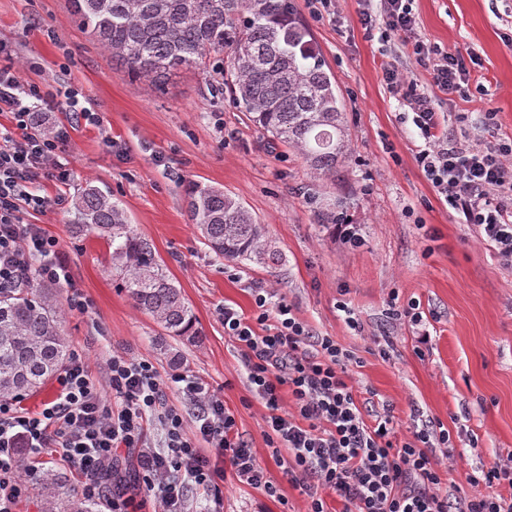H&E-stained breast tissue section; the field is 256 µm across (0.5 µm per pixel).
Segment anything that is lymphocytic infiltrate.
<instances>
[{
	"mask_svg": "<svg viewBox=\"0 0 512 512\" xmlns=\"http://www.w3.org/2000/svg\"><path fill=\"white\" fill-rule=\"evenodd\" d=\"M375 10L362 9L359 22L380 43L400 40L414 56L430 63L431 84L444 95L466 96L470 70L460 51L428 47L417 30L413 0H378ZM383 80L402 102V120L412 122L422 140L414 159L435 192L462 223L473 225L481 240L512 266V138L491 145L455 143L434 103L417 79L400 70L396 60L382 64ZM54 103L51 92L23 80L12 65H0V112L10 114L0 124V289L26 287L31 277L49 282L70 279L68 261L55 237L28 214L62 205L64 193L41 194L40 181L67 184L72 160L68 136L44 126L43 112ZM255 313L244 317L225 307L224 334L242 351V363L252 390L267 410L266 439L270 447L286 449L284 474L310 498L309 512H327L322 490L345 502V512H448V494L441 487L433 446L452 444L448 431L414 429L402 444H394L391 415L367 423L344 377L356 363L354 352L329 336L313 338L285 299L272 289L251 287ZM56 397L36 412L21 399L0 398V512H15L29 485L21 477L23 459L36 460L54 452L77 468L84 498L100 500L109 512H142L153 502L156 512H186L190 489L207 497L208 512H224L225 468L239 482L278 494L252 448L240 439L236 421L223 400L197 375H176L182 393L198 406L195 436H187L183 416L166 403L160 375L146 360L113 355L106 380L98 382L81 358H74L58 375ZM112 395L104 397L102 385ZM289 391L293 410L282 405ZM166 431L164 447L146 440L152 423ZM210 451L198 448V441ZM137 452L133 480L104 476L123 454ZM473 492L462 512H512V459L470 475Z\"/></svg>",
	"mask_w": 512,
	"mask_h": 512,
	"instance_id": "f902f5d3",
	"label": "lymphocytic infiltrate"
}]
</instances>
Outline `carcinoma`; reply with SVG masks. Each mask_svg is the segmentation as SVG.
Masks as SVG:
<instances>
[{
  "mask_svg": "<svg viewBox=\"0 0 512 512\" xmlns=\"http://www.w3.org/2000/svg\"><path fill=\"white\" fill-rule=\"evenodd\" d=\"M78 25L128 76L161 85L177 71L222 64L235 108L272 145L296 151L311 174L334 178L349 154L336 81L290 0H69ZM191 221L205 246L228 261L264 264L275 250L265 225L223 190L194 184ZM77 233L112 248V273L134 307L167 336L193 340L195 316L163 269L153 244L128 224L120 202L89 181L76 200ZM71 359L57 289L0 291V398L33 395ZM41 512H98L84 497L63 498L57 478L39 476Z\"/></svg>",
  "mask_w": 512,
  "mask_h": 512,
  "instance_id": "carcinoma-1",
  "label": "carcinoma"
}]
</instances>
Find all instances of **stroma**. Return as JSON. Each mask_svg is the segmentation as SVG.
<instances>
[{"mask_svg":"<svg viewBox=\"0 0 512 512\" xmlns=\"http://www.w3.org/2000/svg\"><path fill=\"white\" fill-rule=\"evenodd\" d=\"M297 17L336 80L347 117L350 157L335 179L313 178L301 159L266 138L223 95L214 68L186 69L164 89L117 72L80 28L68 0H0V41L26 79L46 85L56 105L48 118L66 129L73 174L68 203L29 216L55 237L85 310L64 308L72 354L104 381L113 353L151 362L169 404L193 432L196 406L174 375L201 377L234 415L239 436L267 468L278 497L240 483L226 470L224 512H308L309 498L288 482L265 437L266 410L251 391L239 347L224 334L221 311L253 316L250 284L275 289L316 335L329 336L358 358L345 376L366 420L393 415L397 439L416 427L447 429L453 451L433 448L453 512H460L479 468L512 455V268L503 267L474 226L442 202L414 160L412 123L383 81L381 45L359 23L360 0H337L340 23L313 19L305 0ZM418 32L430 46L472 52L471 83L488 96L440 100L450 136L496 142L512 136V0H414ZM42 65L29 70V62ZM82 90L97 124L62 109L68 87ZM496 126H485L487 109ZM111 191L129 224L152 241L170 278L196 318L194 342L163 335L136 310L112 278L109 247L96 235H76L73 202L86 182ZM199 183L238 199L278 252L225 274L190 220L186 189ZM336 208L361 225V247L343 245L317 213ZM420 304L427 343L416 326L396 320L390 303ZM346 311H339V303ZM357 327H350L347 316ZM477 449H470V438Z\"/></svg>","mask_w":512,"mask_h":512,"instance_id":"stroma-1","label":"stroma"}]
</instances>
